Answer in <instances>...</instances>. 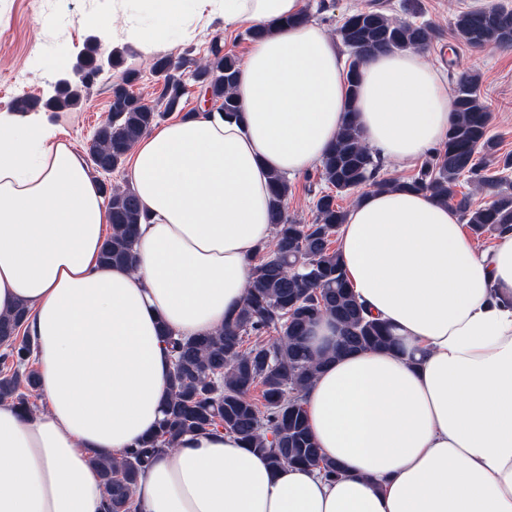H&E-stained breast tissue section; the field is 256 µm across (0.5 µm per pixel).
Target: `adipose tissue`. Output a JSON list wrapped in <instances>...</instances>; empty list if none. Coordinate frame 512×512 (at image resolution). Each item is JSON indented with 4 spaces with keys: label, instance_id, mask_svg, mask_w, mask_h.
I'll list each match as a JSON object with an SVG mask.
<instances>
[{
    "label": "adipose tissue",
    "instance_id": "ef3b65f1",
    "mask_svg": "<svg viewBox=\"0 0 512 512\" xmlns=\"http://www.w3.org/2000/svg\"><path fill=\"white\" fill-rule=\"evenodd\" d=\"M138 47L210 13L271 26L240 64V119L200 112L135 145L127 180L148 219L134 267L100 261L111 222L84 161L42 113L0 111V314L28 310L45 410L0 403V512H103L90 456L154 432L172 370L159 334L202 336L243 304L274 237L269 176L316 168L348 115L382 157L442 144L448 85L422 51H379L356 100L336 41L285 25L305 0H147ZM345 277L395 344L329 361L302 392L325 462L273 467L219 431L180 436L133 490L141 512H512V231L476 252L461 216L426 194L368 188L350 207Z\"/></svg>",
    "mask_w": 512,
    "mask_h": 512
}]
</instances>
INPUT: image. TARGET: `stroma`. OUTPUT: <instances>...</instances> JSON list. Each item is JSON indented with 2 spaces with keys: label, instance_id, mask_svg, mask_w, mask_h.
Listing matches in <instances>:
<instances>
[{
  "label": "stroma",
  "instance_id": "35a3bbf8",
  "mask_svg": "<svg viewBox=\"0 0 512 512\" xmlns=\"http://www.w3.org/2000/svg\"><path fill=\"white\" fill-rule=\"evenodd\" d=\"M486 0H418L419 20L438 31L426 49V59L448 83L461 73H477V95L491 114L490 133L500 154L512 155V45L472 48L456 37L453 22L461 11L485 4ZM374 7L392 17H403L401 0H307L312 20L335 35L344 17L353 10ZM97 14L105 18L107 37L86 26L82 18ZM129 5L120 0H0V78L8 85L0 90V111L12 109L16 98L53 96L61 80L73 79L72 66L88 43H96L101 72L84 90L80 104L48 112V119L60 128L59 138L77 155H85L97 128L108 117L112 86L126 71L136 72L132 92L155 98L161 83L154 70L157 58H186L185 72H192L209 59V46L219 42L225 51L244 57L250 41L244 29H225L218 18L204 15L194 20L192 33L175 46H159L145 54L128 34ZM126 49L122 59L112 57L113 45ZM286 204L289 218L301 224L314 220L316 194L324 190L316 173L291 178Z\"/></svg>",
  "mask_w": 512,
  "mask_h": 512
}]
</instances>
